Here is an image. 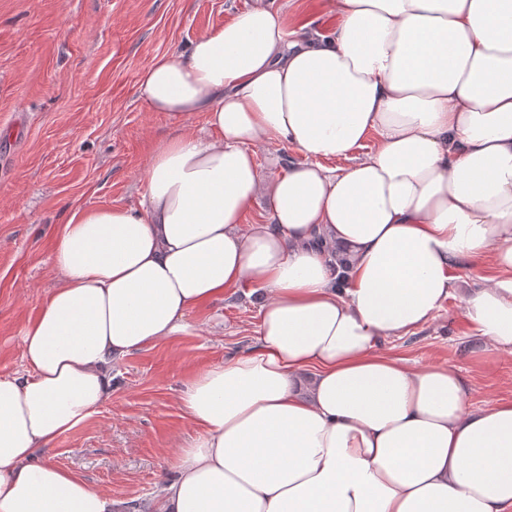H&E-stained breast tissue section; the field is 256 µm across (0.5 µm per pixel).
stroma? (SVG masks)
<instances>
[{"label": "stroma", "mask_w": 512, "mask_h": 512, "mask_svg": "<svg viewBox=\"0 0 512 512\" xmlns=\"http://www.w3.org/2000/svg\"><path fill=\"white\" fill-rule=\"evenodd\" d=\"M252 0H0V375L20 370L21 329L58 283L55 235L71 209L138 206L152 145L173 122L138 97L157 57ZM262 301L250 287L191 311L189 333L112 367V396L43 454L118 503L149 506L196 436L179 398L206 367L247 351ZM382 348L418 369L454 367L469 403L512 400V354L473 335L451 297Z\"/></svg>", "instance_id": "obj_1"}]
</instances>
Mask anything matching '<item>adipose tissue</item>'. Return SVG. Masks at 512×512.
Returning a JSON list of instances; mask_svg holds the SVG:
<instances>
[{"instance_id":"adipose-tissue-1","label":"adipose tissue","mask_w":512,"mask_h":512,"mask_svg":"<svg viewBox=\"0 0 512 512\" xmlns=\"http://www.w3.org/2000/svg\"><path fill=\"white\" fill-rule=\"evenodd\" d=\"M329 7L313 33L254 0L145 68L139 98L176 130L138 207L59 230V283L0 376V512H115L41 453L109 400L113 361L244 285L265 296L254 343L183 391L197 435L155 512H512V401L469 408L455 368L381 350L458 293L512 354V0ZM465 264L493 274L460 291Z\"/></svg>"}]
</instances>
